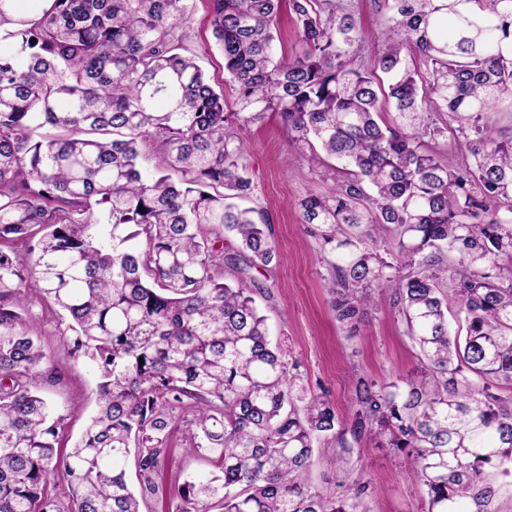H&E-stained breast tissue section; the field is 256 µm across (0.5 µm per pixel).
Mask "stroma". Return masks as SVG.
Instances as JSON below:
<instances>
[{
	"label": "stroma",
	"instance_id": "obj_1",
	"mask_svg": "<svg viewBox=\"0 0 512 512\" xmlns=\"http://www.w3.org/2000/svg\"><path fill=\"white\" fill-rule=\"evenodd\" d=\"M336 6L361 23L365 40L356 49L354 62L361 68H372L382 48L385 9L378 0H336ZM188 24L200 65L215 89L223 90L227 100H234V85L224 73V58L209 27L207 0H196ZM243 139L241 162L255 183L247 204L260 210L270 223L278 259L268 267L245 273L225 267L224 280L234 283L245 275L256 281L254 298L268 319L273 344L297 366L302 383L314 392L326 393L343 424H351L354 376L366 375L381 382L405 377L416 366V350L391 299H383L377 310L369 312L353 336L331 309L327 284L333 271L323 259L320 240L308 235L301 224L296 203L307 194L330 191L335 185L332 172L312 168L289 144L277 116L269 115L249 125ZM21 318L39 327L41 344L54 360L53 377L42 391L66 411L62 441L71 444L96 406V369L88 358L64 349L67 325L48 305L31 301ZM188 437L186 424L177 423L161 456L154 487H145L134 463H127L128 480L142 498L143 512H176L178 488L193 477L215 471L211 459L187 453ZM308 481L327 496L339 495L344 485L367 482L368 512H420L424 497L405 455L363 442L349 455L333 448L320 452Z\"/></svg>",
	"mask_w": 512,
	"mask_h": 512
}]
</instances>
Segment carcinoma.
<instances>
[{
  "label": "carcinoma",
  "instance_id": "cac0c4a2",
  "mask_svg": "<svg viewBox=\"0 0 512 512\" xmlns=\"http://www.w3.org/2000/svg\"><path fill=\"white\" fill-rule=\"evenodd\" d=\"M194 2L0 0V512H141L126 462L151 481L179 417L220 474L179 489L177 512H367L365 483L327 497L307 480L316 449L364 437L411 458L423 512H493L512 479V135L493 120L512 100V0H383L370 70L335 0H208L231 104L191 47ZM285 6L303 50L277 59ZM440 112L468 146L459 166L427 147ZM268 113L311 162L338 163L331 192L297 203L337 319L356 332L388 293L417 350L398 382L353 378L347 428L298 385L253 289L224 282L226 265L276 258L263 214L236 204L254 191L242 132ZM222 231L240 248L224 252ZM32 298L59 308L65 346L100 372L67 451V415L40 393L51 358L21 324Z\"/></svg>",
  "mask_w": 512,
  "mask_h": 512
}]
</instances>
